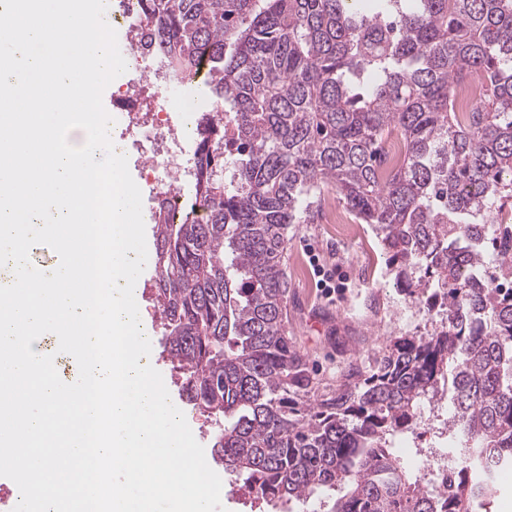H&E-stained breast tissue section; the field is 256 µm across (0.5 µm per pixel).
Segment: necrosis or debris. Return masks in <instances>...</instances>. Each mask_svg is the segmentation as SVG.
Returning a JSON list of instances; mask_svg holds the SVG:
<instances>
[{"label": "necrosis or debris", "mask_w": 512, "mask_h": 512, "mask_svg": "<svg viewBox=\"0 0 512 512\" xmlns=\"http://www.w3.org/2000/svg\"><path fill=\"white\" fill-rule=\"evenodd\" d=\"M107 22L122 33L124 58L140 63L139 75L112 94V106L126 136L114 143L116 152L137 153V166L151 186L149 209L158 213L182 195L172 191L171 182L193 181L191 167L198 144L199 124L192 112L173 121L174 91L189 92L195 80L174 81L160 56L154 27L140 12L138 0H107Z\"/></svg>", "instance_id": "4bbe7bcc"}]
</instances>
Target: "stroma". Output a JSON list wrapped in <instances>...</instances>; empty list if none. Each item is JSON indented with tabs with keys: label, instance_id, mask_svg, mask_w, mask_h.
<instances>
[{
	"label": "stroma",
	"instance_id": "stroma-1",
	"mask_svg": "<svg viewBox=\"0 0 512 512\" xmlns=\"http://www.w3.org/2000/svg\"><path fill=\"white\" fill-rule=\"evenodd\" d=\"M351 243L336 240L334 225L314 220L288 229V335L303 355L313 377L312 399L335 391L342 369L351 361L368 363L391 336H416L431 330L428 313L408 318V307L386 269L385 257L371 225L352 220ZM322 263L335 265L338 289L325 297L316 286L308 250ZM155 273L146 264L138 303L152 331L151 364L164 382L172 380L163 359L158 312L147 290Z\"/></svg>",
	"mask_w": 512,
	"mask_h": 512
}]
</instances>
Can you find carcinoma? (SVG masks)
<instances>
[{
	"instance_id": "carcinoma-1",
	"label": "carcinoma",
	"mask_w": 512,
	"mask_h": 512,
	"mask_svg": "<svg viewBox=\"0 0 512 512\" xmlns=\"http://www.w3.org/2000/svg\"><path fill=\"white\" fill-rule=\"evenodd\" d=\"M174 76L207 60L215 103L179 223L153 217L151 298L174 383L212 417L215 462L261 504L321 512H471L512 461V0H141ZM483 74V99L453 107ZM404 152L388 168L384 141ZM235 184L224 183V165ZM374 227L400 292L441 325L397 336L318 403L288 338L283 258L321 187ZM449 393L450 476L429 488L389 448ZM483 85L477 78L457 84L454 91V101L458 111L469 109L478 104L482 97Z\"/></svg>"
}]
</instances>
